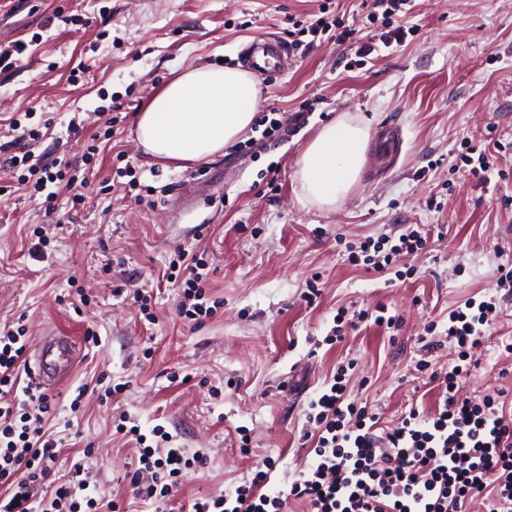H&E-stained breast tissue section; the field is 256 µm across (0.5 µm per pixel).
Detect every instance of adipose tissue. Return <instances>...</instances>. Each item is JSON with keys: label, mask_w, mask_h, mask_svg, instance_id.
Segmentation results:
<instances>
[{"label": "adipose tissue", "mask_w": 512, "mask_h": 512, "mask_svg": "<svg viewBox=\"0 0 512 512\" xmlns=\"http://www.w3.org/2000/svg\"><path fill=\"white\" fill-rule=\"evenodd\" d=\"M261 83L238 67L199 65L155 91L135 117L139 144L152 158L183 168L222 153L253 123ZM368 128L340 118L301 153L296 176L306 200L332 207L357 183Z\"/></svg>", "instance_id": "adipose-tissue-1"}]
</instances>
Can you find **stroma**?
<instances>
[{"mask_svg":"<svg viewBox=\"0 0 512 512\" xmlns=\"http://www.w3.org/2000/svg\"><path fill=\"white\" fill-rule=\"evenodd\" d=\"M322 0H0V46L30 48L0 67V160L16 133L13 118L29 115L49 131L35 151L45 161L81 162L104 127L97 110L120 102L113 136L91 161L97 179L81 205L60 192L53 214L40 198L0 195V331L27 328V357L49 336H67L76 354L52 389L57 406L47 425L63 474L83 459L102 497L126 512H190L196 499L231 492L251 479L262 459L279 465L266 487L287 490L306 451L303 405L342 361L353 359L352 399L375 405L392 422L411 408L432 410L438 395L417 371L420 359L447 365L452 351H422L430 321L495 284L512 260V0H410L398 23L413 28L405 42L358 62L346 44L323 38L290 50L275 80H262L260 109L278 108L292 125L310 105L299 131L267 143L259 154L225 150L203 165L179 169L149 159L133 119L174 71L197 64L246 67L245 48L270 37L287 41L290 19L310 20ZM86 68L79 83L69 79ZM345 116L369 127L360 177L335 209L307 202L296 161L323 125ZM398 127L402 151L376 165L383 129ZM505 143L497 156L508 179L479 183L455 171L463 143ZM136 170L137 187L114 183L116 154ZM280 164L277 191L262 174ZM436 199L438 208L428 207ZM442 225L447 234L406 258L415 269L395 285L352 265L341 239L394 234L403 225ZM48 241L43 257L29 253L30 234ZM204 251L208 287L222 300L198 327L176 312L179 288L163 282L176 250ZM321 299H301L311 276ZM153 295L148 323L125 279ZM83 289L90 302L70 305ZM384 305L401 317L395 336L377 328L323 339L339 307ZM478 349L480 365L458 383L463 397L512 394V294ZM99 339L90 342L87 331ZM121 394L101 401L106 386ZM79 413L69 405L79 386ZM142 432L164 426L188 451L206 452L205 467L186 470L173 500L136 499L130 477L134 443L116 434L120 415ZM250 432L242 452L238 427Z\"/></svg>","mask_w":512,"mask_h":512,"instance_id":"1","label":"stroma"}]
</instances>
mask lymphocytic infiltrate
<instances>
[{
  "label": "lymphocytic infiltrate",
  "mask_w": 512,
  "mask_h": 512,
  "mask_svg": "<svg viewBox=\"0 0 512 512\" xmlns=\"http://www.w3.org/2000/svg\"><path fill=\"white\" fill-rule=\"evenodd\" d=\"M407 0H371L369 23L381 24L383 46L400 43L407 36L394 19ZM303 33L317 37L335 35L356 57L367 58L375 47L357 36L343 14L321 16L303 26ZM43 137L36 128L24 130L18 154L8 159L19 172L18 182L31 194L43 197L46 212H53L58 189L68 190L73 205L85 199L93 168L78 169L66 160L49 163L36 159L34 145ZM431 233L423 227H405L399 234L347 242L349 262L377 274H394L398 260L425 250ZM205 259L177 251L169 264L168 280L181 290L179 315L201 325L218 307L207 288ZM493 291L468 298L449 311L444 340L424 342L430 353L449 343L455 357L445 370L432 369L420 360L418 371L428 373L439 389L432 414L410 410L391 428L380 426L372 406L348 398L349 373L354 362L340 364L326 379L304 412L311 424L305 432L310 460L299 470L287 490L269 495L264 487L277 463L266 459L263 470L234 493H220L195 502L193 512H285L289 500L308 502L311 512H463L467 502L482 501L486 512H512V404L501 398L458 397L459 379L470 375L479 360L475 355L486 332L500 314L498 293L512 292V267L499 266ZM370 321L383 329H399V316L385 307L348 311L339 308L327 343L343 341L346 329ZM24 327L0 334V512H118L114 501H103L96 484L83 476L82 463H74L67 482L57 485L48 497L35 491L48 477L46 464L55 460V444L47 436L44 416L54 408L51 395L33 384H22L21 367L26 352ZM138 446L140 471L131 485L137 497L171 498L179 490L183 469L204 467L206 453H187L176 446L162 427L142 434L130 427Z\"/></svg>",
  "instance_id": "f902f5d3"
}]
</instances>
